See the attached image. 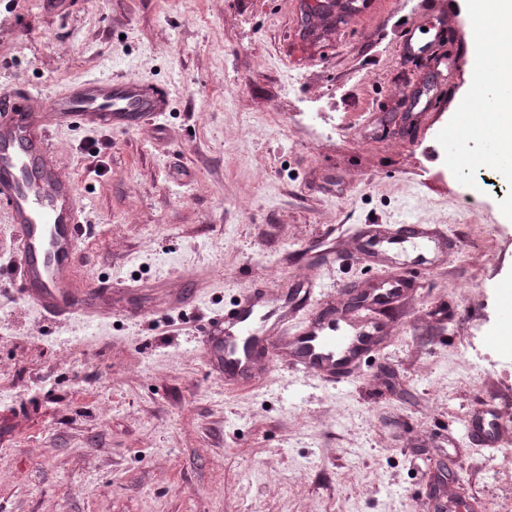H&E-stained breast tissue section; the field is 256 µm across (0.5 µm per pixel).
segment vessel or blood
Listing matches in <instances>:
<instances>
[{"label":"vessel or blood","mask_w":512,"mask_h":512,"mask_svg":"<svg viewBox=\"0 0 512 512\" xmlns=\"http://www.w3.org/2000/svg\"><path fill=\"white\" fill-rule=\"evenodd\" d=\"M430 11L452 14V25H441L433 40L408 36L399 55L426 56L435 76L431 95L416 82L402 84V94L417 110L411 120L423 127L432 119L433 103L447 91L467 59L448 55L443 41L450 27L469 21L456 13V0H420ZM309 23L322 30L347 32L352 22L331 17L322 0H313ZM170 107L163 88L133 76H93L74 81L60 91L35 99L27 87L15 98L0 99V209L14 230L13 266L9 284L14 294L45 317L61 323L93 321L128 312L132 289L113 287L111 280L82 281L77 277L85 207L76 181L63 171L49 141L50 130H127L158 120ZM357 253L387 270L386 278L366 288L367 313L323 307L303 314L313 286L290 297L268 289L246 288L209 321L204 333L210 371L225 385L246 387L279 367L336 383L358 374L362 361L388 333V324L371 315L374 307L402 300L410 287L408 274L420 268L434 271L447 263L453 243L438 224H364L354 235ZM184 293L152 289L151 309L181 308ZM467 435L474 446L495 450L504 442L498 415L476 406L465 415Z\"/></svg>","instance_id":"obj_1"}]
</instances>
